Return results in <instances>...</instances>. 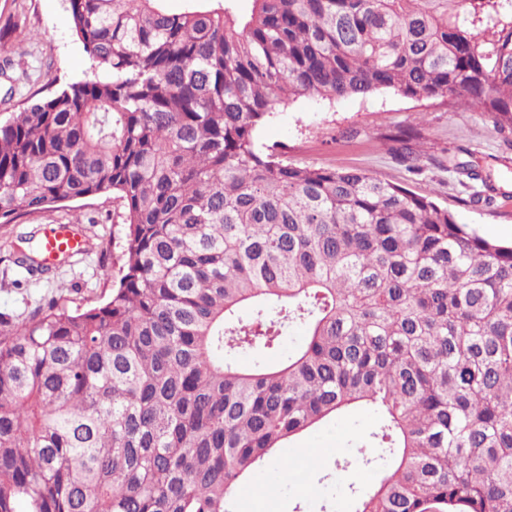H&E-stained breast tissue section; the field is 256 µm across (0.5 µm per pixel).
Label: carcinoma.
Listing matches in <instances>:
<instances>
[{"mask_svg":"<svg viewBox=\"0 0 512 512\" xmlns=\"http://www.w3.org/2000/svg\"><path fill=\"white\" fill-rule=\"evenodd\" d=\"M66 0L90 72L0 121V225L112 193L98 306L0 315V512H237L375 418L354 512H512V246L258 139L301 98L457 96L512 128V0ZM245 368L244 349L278 351Z\"/></svg>","mask_w":512,"mask_h":512,"instance_id":"cac0c4a2","label":"carcinoma"}]
</instances>
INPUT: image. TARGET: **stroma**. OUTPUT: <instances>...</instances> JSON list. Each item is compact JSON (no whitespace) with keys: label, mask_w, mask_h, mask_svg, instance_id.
Wrapping results in <instances>:
<instances>
[{"label":"stroma","mask_w":512,"mask_h":512,"mask_svg":"<svg viewBox=\"0 0 512 512\" xmlns=\"http://www.w3.org/2000/svg\"><path fill=\"white\" fill-rule=\"evenodd\" d=\"M89 67L65 0H0V120L19 111L26 96L82 78ZM400 129L414 134V166L401 161L390 139ZM259 140L279 146L295 166L333 164L377 175L433 199L481 236L512 242V130L455 97L417 100L382 90L331 102L300 99L274 114ZM459 162L475 165L489 182L469 179L456 170ZM76 219L93 241L92 253L37 276L14 264L10 243L17 233ZM124 233L121 210L109 194L27 212L0 227V315L24 318L54 296L71 308L100 304L121 276ZM374 423L372 415L354 411L287 442L279 457L293 466L291 482H280L278 463L256 471L250 485L271 492L247 499L244 512H353L349 485L365 488L376 478L358 460V443ZM310 450L320 451L317 463L306 461ZM344 455L355 459L346 471L335 466Z\"/></svg>","instance_id":"obj_1"}]
</instances>
